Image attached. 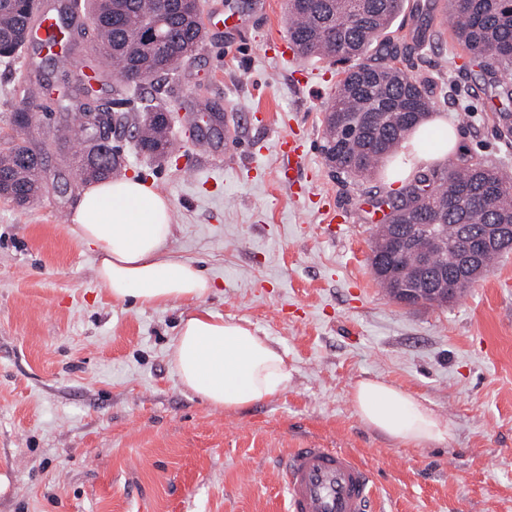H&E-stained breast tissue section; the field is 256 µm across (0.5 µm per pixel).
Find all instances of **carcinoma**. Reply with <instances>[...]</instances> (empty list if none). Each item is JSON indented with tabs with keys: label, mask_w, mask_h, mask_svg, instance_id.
<instances>
[{
	"label": "carcinoma",
	"mask_w": 512,
	"mask_h": 512,
	"mask_svg": "<svg viewBox=\"0 0 512 512\" xmlns=\"http://www.w3.org/2000/svg\"><path fill=\"white\" fill-rule=\"evenodd\" d=\"M456 21L458 40L469 51L471 62L491 89L496 107L497 130L512 137V7L505 0H445ZM148 0H90V17L102 56L112 64L113 77L124 87L136 89L162 75L179 71L206 40L200 19L186 14H165L160 32L165 51L150 52L134 37ZM403 9V0H287L288 38L303 57L335 62L352 60L343 72L326 109L323 154L329 167L352 176L368 175L378 164L403 152L417 126L436 109L428 82L398 67L395 61L409 55L414 44L425 38L428 4L417 5L413 15L412 43H396L389 29ZM30 19L26 0H0V60L11 59L24 46L25 24ZM27 113L17 108L11 123L26 133L36 122L32 95L23 98ZM136 148L160 158L171 146L163 114L149 109L134 124ZM88 109H82L61 130L58 140L79 144L71 166L79 182L112 177L115 163L98 155L90 136ZM42 148L33 140H12L0 147V198L19 206L33 202L42 179L27 177L23 169L44 172ZM484 210L488 224H512V181L480 164H454L418 172L412 182L390 193L384 204L391 209V223L376 232L375 241L388 243L406 236L411 248L384 257L393 266H411L418 253L428 249L425 227L431 218L441 225L446 249L431 255V272L448 270V281L456 279V250L465 240L482 232L472 224L461 203Z\"/></svg>",
	"instance_id": "carcinoma-1"
}]
</instances>
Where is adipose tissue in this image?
I'll use <instances>...</instances> for the list:
<instances>
[{
  "instance_id": "adipose-tissue-1",
  "label": "adipose tissue",
  "mask_w": 512,
  "mask_h": 512,
  "mask_svg": "<svg viewBox=\"0 0 512 512\" xmlns=\"http://www.w3.org/2000/svg\"><path fill=\"white\" fill-rule=\"evenodd\" d=\"M458 143L443 117L417 128L404 167L395 178L442 161ZM173 206L165 195L134 178L87 186L71 231L93 250L95 272L116 302L162 309L176 302L195 310L180 323L170 362L181 386L210 406L237 411L285 391L290 380L284 352L244 319H224L201 307L213 281L170 247ZM361 422L380 436L418 448L447 442L451 429L425 401L380 378L357 381L350 392Z\"/></svg>"
}]
</instances>
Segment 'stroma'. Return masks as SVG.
Masks as SVG:
<instances>
[{"label": "stroma", "instance_id": "obj_1", "mask_svg": "<svg viewBox=\"0 0 512 512\" xmlns=\"http://www.w3.org/2000/svg\"><path fill=\"white\" fill-rule=\"evenodd\" d=\"M237 7L243 30L214 15ZM208 36L160 92L119 93L93 29L64 59L51 93L37 97L39 127L62 128L58 100L81 72L99 79L102 103L142 115L208 102L231 115L199 158L191 126L159 160L123 132L112 135L121 177L166 195L172 249L218 287L203 307L248 320L287 355L291 379L273 399L238 411L185 390L169 351L185 307L112 301L95 255L62 220L83 191L54 140L43 188L26 207L0 198V512H285L280 463L305 445L364 460L377 512H512V252L444 306L404 307L371 270V216L386 198L384 172L335 173L322 153L323 118L343 64L280 61L266 50L287 37L286 0H206ZM426 79L436 115L456 130L451 163H480L512 179V140L454 21L438 0L430 34L401 62ZM18 60L0 62V142L16 132ZM307 135L304 165L285 180L278 139ZM336 206L335 223L319 212ZM381 378L447 419V442L412 448L358 418L353 384Z\"/></svg>", "mask_w": 512, "mask_h": 512}]
</instances>
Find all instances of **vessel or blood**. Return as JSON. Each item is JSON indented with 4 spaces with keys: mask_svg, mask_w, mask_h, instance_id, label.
Instances as JSON below:
<instances>
[{
    "mask_svg": "<svg viewBox=\"0 0 512 512\" xmlns=\"http://www.w3.org/2000/svg\"><path fill=\"white\" fill-rule=\"evenodd\" d=\"M55 24L52 14L41 13L28 32V43L54 49ZM277 147L284 159L283 173L304 164L305 146L297 135L279 139ZM282 485L286 512H372L369 469L337 448L292 449L282 460Z\"/></svg>",
    "mask_w": 512,
    "mask_h": 512,
    "instance_id": "obj_1",
    "label": "vessel or blood"
}]
</instances>
